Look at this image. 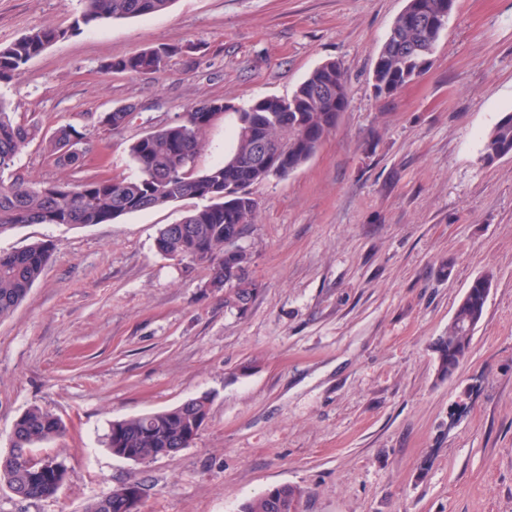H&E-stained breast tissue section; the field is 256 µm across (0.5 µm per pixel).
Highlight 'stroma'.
Segmentation results:
<instances>
[{"label": "stroma", "mask_w": 512, "mask_h": 512, "mask_svg": "<svg viewBox=\"0 0 512 512\" xmlns=\"http://www.w3.org/2000/svg\"><path fill=\"white\" fill-rule=\"evenodd\" d=\"M406 0H175L166 13L107 21L46 48L0 82L41 138L17 159L36 181L133 174L128 144L207 99L287 98L341 61L349 106L307 163L252 187L241 240L257 291L245 311L207 287L203 265L159 253L183 199L109 224H26L0 251L51 241L26 299L0 321V452L37 405L66 431L37 447L67 477L51 498L0 485V512H83L109 489L143 488L141 512H237L280 485L303 512H512V158L480 159L512 112V0H457L428 72L376 98L371 74ZM80 0H0V47L65 27ZM168 47L154 75L112 60ZM134 105L124 128L102 119ZM89 134L80 171L44 141ZM236 116L207 130L205 170L234 146ZM492 287L469 354L438 373L470 283ZM208 396L188 448L141 462L105 447L112 420ZM86 139V133L79 132L72 127L62 126L57 128L52 135L46 139L45 149L48 156L57 167L77 169L79 168V163L83 158V150L72 153L67 157H64L65 153H62V150L72 141L84 140L86 143Z\"/></svg>", "instance_id": "1"}]
</instances>
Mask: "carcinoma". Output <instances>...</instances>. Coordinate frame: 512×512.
Returning a JSON list of instances; mask_svg holds the SVG:
<instances>
[{
  "instance_id": "cac0c4a2",
  "label": "carcinoma",
  "mask_w": 512,
  "mask_h": 512,
  "mask_svg": "<svg viewBox=\"0 0 512 512\" xmlns=\"http://www.w3.org/2000/svg\"><path fill=\"white\" fill-rule=\"evenodd\" d=\"M174 0H84L80 15L67 28L46 27L30 32L0 48V82L19 78L27 63L49 45L105 20H122L160 14ZM444 0H407L378 54L385 64L373 69L372 86L378 95L391 97L421 77L427 68L419 61L434 52L439 38L430 35V18L444 12ZM170 50L146 48L106 65L108 71L133 76L160 72ZM349 105L348 77L344 66L327 60L317 66L288 98L266 96L237 108L224 100H204L191 106L178 122L165 124L132 141L128 154L136 170L133 176L88 177L74 182L32 181L16 172L15 160L40 134L34 124L15 121L6 102L0 100V235L24 224H106L123 215L163 208L184 198L205 201L177 224L161 228L157 251L173 259L203 263L209 280L224 288V305L244 311L257 288L249 270L230 278L224 271L240 264L224 249V241L245 236L255 223V204L250 189L272 177H286L311 159L336 127ZM237 116L234 147L220 164L199 172L196 159L204 148V135L212 122L226 112ZM260 134L281 158L283 171L270 173L254 158L252 135ZM87 134L72 127L57 128L46 139V151L60 168H79L83 152L64 156L62 150ZM500 154L512 155V115L503 116L488 132L481 152L487 161ZM237 187L224 196V183ZM52 251L51 243L38 241L23 249L0 252V319L9 317L40 278ZM491 285L480 276L470 285L469 296L458 304L448 335L437 341L441 367L457 345L471 343L468 324L483 318L480 289ZM209 414L208 397L191 398L162 411L114 420L105 445L122 458L127 450L142 457L155 456L163 448H185L192 433L191 421ZM65 431L63 421L39 407L27 409L16 421L14 447L34 448ZM0 453V484L22 500L52 496L55 477ZM304 490L280 485L244 502L239 512H300Z\"/></svg>"
}]
</instances>
